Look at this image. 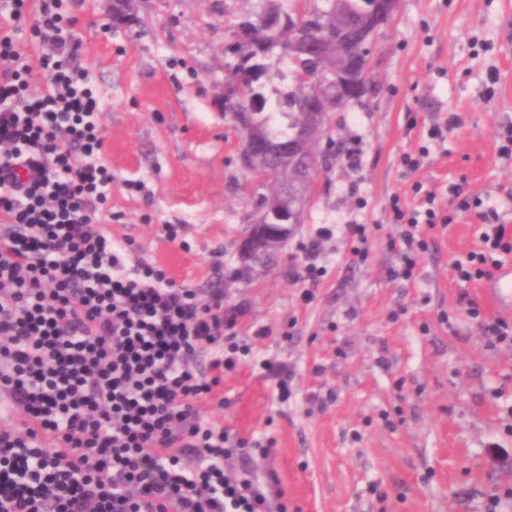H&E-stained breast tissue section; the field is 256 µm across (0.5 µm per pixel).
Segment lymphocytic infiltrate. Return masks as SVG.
<instances>
[{
	"mask_svg": "<svg viewBox=\"0 0 512 512\" xmlns=\"http://www.w3.org/2000/svg\"><path fill=\"white\" fill-rule=\"evenodd\" d=\"M59 0H0V507L11 512H268V498L224 460L246 440L200 418L201 398L229 405L225 356L236 323L224 291L207 300L132 260L99 213L112 188L97 98L58 13ZM28 23L45 81L15 42ZM29 178L21 180L18 170ZM483 248L454 260L459 281L492 278L512 239L483 213ZM386 244L410 279L450 223L436 195L390 201ZM209 353L207 371L197 360Z\"/></svg>",
	"mask_w": 512,
	"mask_h": 512,
	"instance_id": "1",
	"label": "lymphocytic infiltrate"
}]
</instances>
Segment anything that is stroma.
<instances>
[{"mask_svg":"<svg viewBox=\"0 0 512 512\" xmlns=\"http://www.w3.org/2000/svg\"><path fill=\"white\" fill-rule=\"evenodd\" d=\"M106 0H67L72 38L89 72L112 170L106 229L143 261L207 295L224 290L243 350L224 376L231 406L197 403L204 418L261 442L250 477L275 484L270 512H484L512 489V345H488L457 303L468 291L482 317L512 322L491 283L458 282L450 263L479 249L475 212L430 232L412 281L385 248L393 196L449 184L497 209L512 236V160L497 129L512 121V0H399L376 33L372 88L332 113L321 170L301 224L268 261L242 262L238 245L260 174L236 161L239 132L224 110L232 25L262 0H138L135 21L113 26ZM462 118L444 145L427 130ZM358 143L359 169L335 145ZM430 152L414 172L400 158ZM368 227L365 258L344 228ZM332 234L316 259L324 274L303 301L292 277L303 237ZM280 364L287 398L262 369Z\"/></svg>","mask_w":512,"mask_h":512,"instance_id":"35a3bbf8","label":"stroma"}]
</instances>
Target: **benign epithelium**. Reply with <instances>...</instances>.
Instances as JSON below:
<instances>
[{
    "mask_svg": "<svg viewBox=\"0 0 512 512\" xmlns=\"http://www.w3.org/2000/svg\"><path fill=\"white\" fill-rule=\"evenodd\" d=\"M397 5L398 0H376L361 17L344 15L343 27H356L368 33L359 44V56L352 64L341 60L330 64L320 46L305 40L304 33H288V50L310 59V64L301 68V77L316 88L304 102L302 121L293 138L287 141L270 138L255 120L257 103L253 99L232 113L240 132L237 161L243 170H253L269 155L279 159L277 167L265 172L266 182L279 188V203L273 208L253 209L254 219L240 245L244 261H254L263 253H277L288 245L310 201L305 186L312 184L317 174L315 149L328 132L327 116L332 110V100L326 88L335 83L348 88L362 84L367 77L365 60L374 41L371 28L388 21Z\"/></svg>",
    "mask_w": 512,
    "mask_h": 512,
    "instance_id": "benign-epithelium-1",
    "label": "benign epithelium"
}]
</instances>
